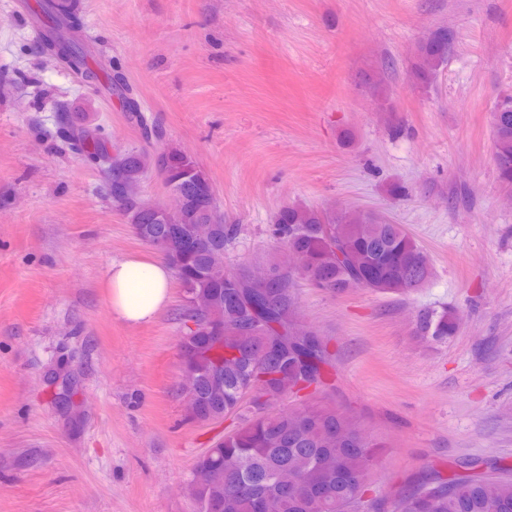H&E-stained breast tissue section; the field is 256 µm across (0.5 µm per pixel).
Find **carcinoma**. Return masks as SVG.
Wrapping results in <instances>:
<instances>
[{
  "mask_svg": "<svg viewBox=\"0 0 512 512\" xmlns=\"http://www.w3.org/2000/svg\"><path fill=\"white\" fill-rule=\"evenodd\" d=\"M52 12L81 27L80 0L51 5ZM44 49L60 62L86 68L84 55L53 38ZM448 29L440 27L421 42L412 63L414 85L432 87L439 69L448 61ZM112 91L128 104L141 107L123 77L115 70L106 75ZM497 172L500 182L512 186V95L499 97L492 109ZM64 135L70 149L97 165L108 156L100 134L75 129L66 117ZM168 181L184 197V207L171 220L124 201L130 224L146 243L166 241L165 256L182 287L199 294L205 308L185 307L183 323L214 319L224 325V378L219 392L212 391L209 371L198 370L201 401L195 420L206 422L236 412L250 399L253 416L224 435V440L198 461L210 471L204 483L191 482L189 490L199 512H375L368 498L367 477L376 462L378 443L365 436L355 439L358 422L329 405L299 407L277 413L267 407L297 397L326 380V346L308 342L310 328L301 324L292 290L293 274L270 263L273 279L260 298L250 292L247 276L233 274L224 264V250L236 229L224 223L215 206L203 204L197 183L209 181L198 163L171 147L161 155ZM150 157L129 152L122 161L119 180L142 179ZM201 228L210 244L191 252L184 248L181 230ZM270 235L299 258L298 274L314 287L344 292L369 288L403 294L414 278L431 275L424 250L400 224L372 213L328 207L289 205L279 211ZM459 317L451 307L425 309L417 316L420 336L446 342L458 330ZM210 348L200 332L183 354L193 364ZM388 512H512V471L495 474L452 475L422 480L413 490L394 496Z\"/></svg>",
  "mask_w": 512,
  "mask_h": 512,
  "instance_id": "carcinoma-1",
  "label": "carcinoma"
}]
</instances>
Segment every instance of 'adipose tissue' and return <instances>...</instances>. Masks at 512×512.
<instances>
[{
  "mask_svg": "<svg viewBox=\"0 0 512 512\" xmlns=\"http://www.w3.org/2000/svg\"><path fill=\"white\" fill-rule=\"evenodd\" d=\"M171 282L167 258L112 262L105 275L112 314L128 324L152 322L169 302Z\"/></svg>",
  "mask_w": 512,
  "mask_h": 512,
  "instance_id": "obj_1",
  "label": "adipose tissue"
}]
</instances>
